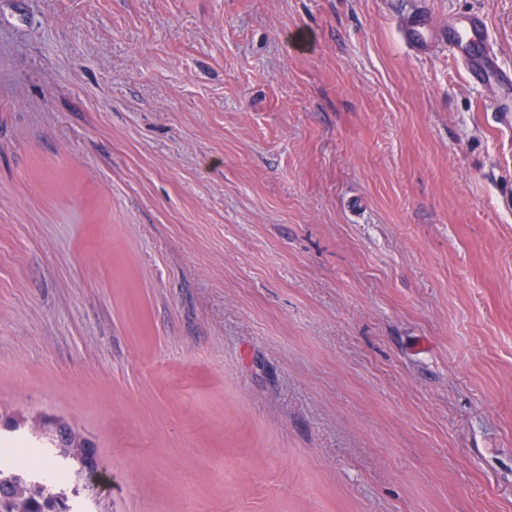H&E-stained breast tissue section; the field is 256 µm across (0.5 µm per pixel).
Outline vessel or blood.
Instances as JSON below:
<instances>
[{"label": "vessel or blood", "mask_w": 512, "mask_h": 512, "mask_svg": "<svg viewBox=\"0 0 512 512\" xmlns=\"http://www.w3.org/2000/svg\"><path fill=\"white\" fill-rule=\"evenodd\" d=\"M401 36L420 54L429 53L435 43H447L449 52L464 60L472 80L489 86L500 98L512 97V74L499 66L482 14H459L440 28L433 25L427 10L421 9L404 19Z\"/></svg>", "instance_id": "obj_1"}]
</instances>
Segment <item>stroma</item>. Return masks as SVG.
I'll use <instances>...</instances> for the list:
<instances>
[{"label":"stroma","mask_w":512,"mask_h":512,"mask_svg":"<svg viewBox=\"0 0 512 512\" xmlns=\"http://www.w3.org/2000/svg\"><path fill=\"white\" fill-rule=\"evenodd\" d=\"M417 0H0V448L92 512H512V122ZM482 13L512 70V0Z\"/></svg>","instance_id":"stroma-1"}]
</instances>
